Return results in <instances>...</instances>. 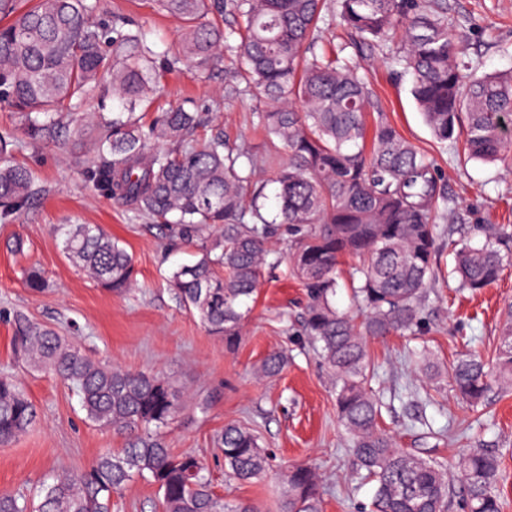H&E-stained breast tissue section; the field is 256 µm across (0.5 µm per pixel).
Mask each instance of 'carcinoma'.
<instances>
[{"instance_id":"cac0c4a2","label":"carcinoma","mask_w":512,"mask_h":512,"mask_svg":"<svg viewBox=\"0 0 512 512\" xmlns=\"http://www.w3.org/2000/svg\"><path fill=\"white\" fill-rule=\"evenodd\" d=\"M0 0V102L21 116L33 148L68 136L88 140L85 176L95 190L173 235L201 240L199 259L173 271L170 286L213 335L235 347L240 306L255 293L265 266H274L271 239L288 226L290 268L306 291L304 330L336 380V411L350 436L356 466L375 483L371 512H447L451 474L441 464L397 446L380 427L381 404L369 386L367 339L414 334L441 249L439 224L454 202L436 164L405 139L382 112L368 127L375 94L357 57L401 32L389 60L411 77V94L435 138L460 142L469 160L512 161V72L487 74L456 47L448 0H153L181 22L180 49L159 51L148 32L121 15L101 22L100 0ZM342 25L348 42L325 49V29ZM237 92L257 93L259 124L288 159L270 180L256 178L245 146L220 134L195 137L201 117L183 106L148 124L135 112L151 104L162 73L184 64L195 73L220 62ZM112 90V111L88 113L91 100ZM20 139L0 131V223L37 197L32 172L10 160ZM275 185L272 195L268 185ZM213 229L203 238L202 228ZM66 256L103 288L134 285L132 256L102 228L63 224ZM350 273L353 315L336 306V271ZM512 261L505 227L456 253L461 289L495 282ZM30 290L44 273H23ZM511 324L495 355L470 351L448 376L470 404L512 385ZM14 351L28 366L49 371L78 395L96 426L125 437L81 475L62 472L35 497L0 493V512H109L112 495L136 478L157 487L161 512H255L224 503L204 463L174 454L163 430L186 408L183 395L158 374L105 364L77 343L23 315L15 318ZM288 352L270 353L257 368L278 376ZM37 410L15 377L0 372V445L25 434ZM224 464L241 481L266 473V456L248 427L228 424L220 436ZM501 458L486 449L458 462L467 512H502L495 492ZM281 512H322L321 479L308 465L288 470Z\"/></svg>"}]
</instances>
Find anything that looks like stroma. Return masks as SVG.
<instances>
[{"label":"stroma","mask_w":512,"mask_h":512,"mask_svg":"<svg viewBox=\"0 0 512 512\" xmlns=\"http://www.w3.org/2000/svg\"><path fill=\"white\" fill-rule=\"evenodd\" d=\"M103 19L114 12L133 17L154 41L176 48L179 22L157 13L147 0H101ZM449 30L455 45L483 71H512V0H448ZM370 74L379 103L398 131L434 156L454 200L441 228L453 245L443 248L439 273L427 290L417 335L369 339L383 401L382 425L400 447L448 463L473 448L495 449L503 464L497 488L503 512H512V390L491 394L486 405L463 404L448 377L429 379L411 350L426 348L448 368L472 340L493 352L512 302V265L478 292L448 282L453 249L478 245L487 231L512 225V165L460 163L456 152L436 142L410 94V82L396 78L381 54L360 60ZM207 116V132L248 145L258 160L270 146L255 114L260 102L231 91L223 67L192 75L166 72L153 103L151 121L183 101ZM90 144L73 139L17 151L14 160L30 167L39 194L12 222L0 223V371L13 373L38 409L28 433L0 445V492L35 494L59 472L87 469L124 439L91 423L78 396L46 372L28 371L15 354L11 336L16 315L50 326L92 357L112 366L158 373L183 389L188 407L165 433L174 452L196 453L215 492L228 502L252 503L257 512H281L289 465L312 464L324 487L323 512H368L373 484L353 465L348 438L336 416L333 379L303 334L305 291L287 265L266 270L254 298L246 300L243 335L235 349L212 335L177 298L172 272L198 259V248L162 232L148 216L101 196L84 177ZM60 224H97L125 246L136 270V288L115 294L97 286L61 250ZM21 238L22 251L8 240ZM40 266L43 291L29 290L24 268ZM289 354L280 376L257 379L255 370L273 349ZM229 423L253 428L268 458L264 479L242 482L224 468L217 437ZM112 512H160L156 486L139 478L112 499Z\"/></svg>","instance_id":"stroma-1"}]
</instances>
